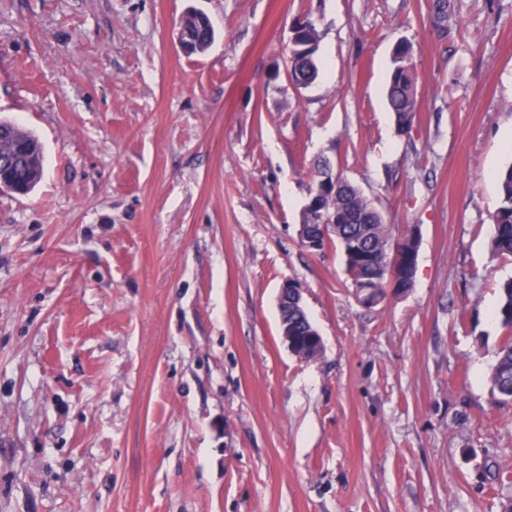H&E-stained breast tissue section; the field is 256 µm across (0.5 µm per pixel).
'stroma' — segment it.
Listing matches in <instances>:
<instances>
[{
	"label": "stroma",
	"mask_w": 512,
	"mask_h": 512,
	"mask_svg": "<svg viewBox=\"0 0 512 512\" xmlns=\"http://www.w3.org/2000/svg\"><path fill=\"white\" fill-rule=\"evenodd\" d=\"M444 1L439 25L437 0H0V119L44 152L31 193L0 191V512H512L490 383L512 0ZM322 155L417 232L404 295L366 307L339 250L301 245ZM288 281L311 360L281 337ZM209 18L198 17L188 19L181 30V40L188 47L189 55L203 53L212 42V30ZM178 43L184 53H188L185 45L180 40L178 31ZM294 30L295 58H290V68L293 75L302 83V87L312 84L319 74L317 50L319 34L315 25L307 20H298L291 30ZM413 45L401 41L394 52V68L387 88V100L398 130L409 133L417 109L415 79L410 65Z\"/></svg>",
	"instance_id": "stroma-1"
}]
</instances>
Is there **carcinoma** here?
Listing matches in <instances>:
<instances>
[{
	"label": "carcinoma",
	"instance_id": "1",
	"mask_svg": "<svg viewBox=\"0 0 512 512\" xmlns=\"http://www.w3.org/2000/svg\"><path fill=\"white\" fill-rule=\"evenodd\" d=\"M295 49L297 53L290 59L293 75L302 86L312 84L319 74L317 50L319 34L315 25L302 19L293 25ZM211 22L207 17L188 19L181 30V40L188 47L189 54L202 53L211 44ZM413 45L407 41L398 44L394 52V68L387 88V100L398 130L409 133L417 109L415 79L410 65ZM10 128L11 139L0 147L3 153L11 142L23 144L42 157V148L31 134L22 131L16 124L5 121ZM1 173L9 174L15 183L35 185L42 177V167L25 168L13 166L1 168ZM501 194L499 206L494 215L492 253L501 258L512 257V166L504 169L500 176ZM325 207L336 210L338 215L348 216L343 224L336 225L337 238L330 241L326 249L339 247L344 258L351 286L355 291L363 288H380V297H385V283L388 271L382 264L389 243L395 239L393 229L386 224L381 212L360 188L350 182L342 187L336 196L326 198ZM402 247L408 251L409 261L397 272L404 288L411 289L415 279L416 243L403 240ZM501 327L506 336L499 348L497 362L491 374L493 395L501 403L512 404V279L505 281L500 288V301L496 310ZM288 328L294 329L302 345H307L309 332L315 326L305 313L288 312Z\"/></svg>",
	"mask_w": 512,
	"mask_h": 512
}]
</instances>
